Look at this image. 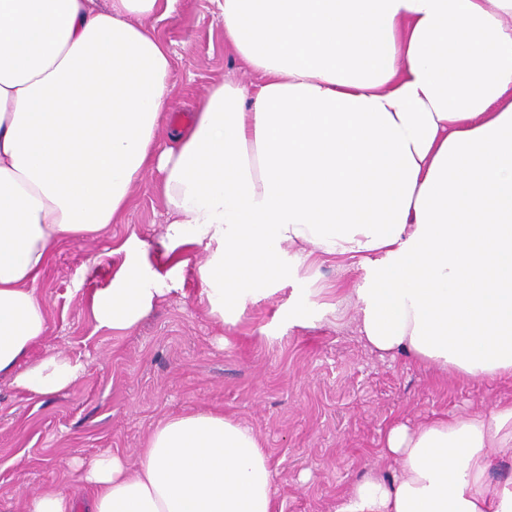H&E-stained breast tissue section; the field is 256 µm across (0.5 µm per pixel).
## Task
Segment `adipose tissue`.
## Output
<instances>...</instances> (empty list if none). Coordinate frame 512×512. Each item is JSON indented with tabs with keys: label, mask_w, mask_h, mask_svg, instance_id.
<instances>
[{
	"label": "adipose tissue",
	"mask_w": 512,
	"mask_h": 512,
	"mask_svg": "<svg viewBox=\"0 0 512 512\" xmlns=\"http://www.w3.org/2000/svg\"><path fill=\"white\" fill-rule=\"evenodd\" d=\"M224 43L260 84L210 86L169 127L173 55L155 22L180 0H0V376L49 400L85 366L26 359L49 330L54 244L121 223L148 171L170 272L203 248L213 315L298 263L350 260L342 293L367 347L472 380L512 378V0H215ZM169 127L170 146L157 132ZM90 311L126 335L168 291L147 245ZM336 512H512V401L384 434ZM85 512H274L260 437L217 411L160 421L138 465L72 460Z\"/></svg>",
	"instance_id": "adipose-tissue-1"
}]
</instances>
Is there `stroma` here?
I'll use <instances>...</instances> for the list:
<instances>
[{"label":"stroma","instance_id":"obj_1","mask_svg":"<svg viewBox=\"0 0 512 512\" xmlns=\"http://www.w3.org/2000/svg\"><path fill=\"white\" fill-rule=\"evenodd\" d=\"M213 0H181L177 15L157 22L174 52L171 112H194L213 82L244 86L258 77L224 44ZM158 175L131 190L123 223L85 243L54 245L39 285L47 336L29 363L61 351L87 366L84 376L49 400L0 378V512H25L46 483L76 486L67 461L116 452L137 464L155 425L199 409L233 414L256 432L269 454L276 512H336L338 495L374 468H386L382 435L392 423L416 426L435 414L461 415L512 400V379L463 381L406 357L365 346L356 312L330 311L336 289L356 287L361 271L327 260L294 263L278 290L247 302L236 322H221L200 296L203 250H187L174 288L155 300L130 334L96 332L89 301L111 285L124 261L116 243L135 236L158 250L167 207ZM298 319L289 322V308Z\"/></svg>","mask_w":512,"mask_h":512}]
</instances>
